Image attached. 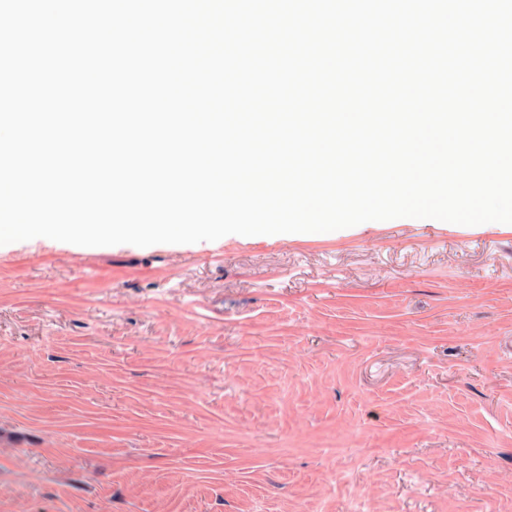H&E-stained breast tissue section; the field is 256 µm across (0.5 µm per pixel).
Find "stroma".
<instances>
[{"mask_svg":"<svg viewBox=\"0 0 512 512\" xmlns=\"http://www.w3.org/2000/svg\"><path fill=\"white\" fill-rule=\"evenodd\" d=\"M0 512H512V224L0 245Z\"/></svg>","mask_w":512,"mask_h":512,"instance_id":"1","label":"stroma"}]
</instances>
